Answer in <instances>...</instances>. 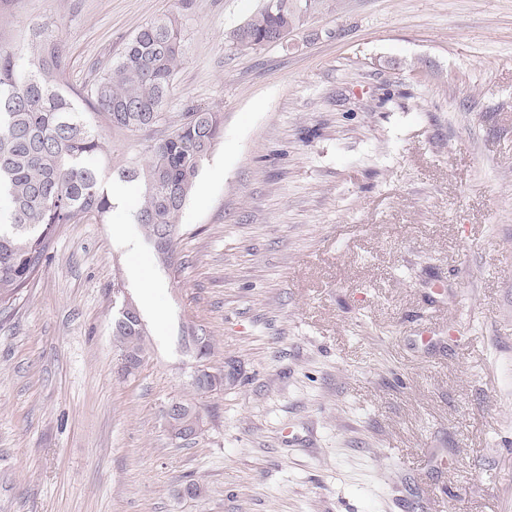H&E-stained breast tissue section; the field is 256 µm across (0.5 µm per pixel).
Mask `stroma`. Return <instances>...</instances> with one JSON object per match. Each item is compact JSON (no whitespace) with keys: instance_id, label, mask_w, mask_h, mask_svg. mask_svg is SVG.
<instances>
[{"instance_id":"35a3bbf8","label":"stroma","mask_w":512,"mask_h":512,"mask_svg":"<svg viewBox=\"0 0 512 512\" xmlns=\"http://www.w3.org/2000/svg\"><path fill=\"white\" fill-rule=\"evenodd\" d=\"M260 3L0 0V45L54 24L76 89L179 13L166 110L224 116L171 263L118 207L61 225L0 314V512H512V0H341L318 38L237 53ZM96 123L105 184L148 160L155 133ZM190 328L224 389L180 440ZM137 312V330L129 329L122 321H118V315L112 322V336L114 346L118 352L128 353L142 361L148 350L149 335L138 308ZM137 312L135 305L129 299H126L119 313L132 317ZM186 406V411L183 414L171 416L170 418H167V427L168 431L172 436H174L177 439H185L188 437L187 434V424L188 420L190 419L192 413L196 414L194 415L189 421L190 426L192 427L194 434H198L202 431L203 428V417L200 413V410L198 406L191 402H184ZM190 411V413L188 412Z\"/></svg>"}]
</instances>
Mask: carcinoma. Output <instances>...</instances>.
<instances>
[{"instance_id":"obj_1","label":"carcinoma","mask_w":512,"mask_h":512,"mask_svg":"<svg viewBox=\"0 0 512 512\" xmlns=\"http://www.w3.org/2000/svg\"><path fill=\"white\" fill-rule=\"evenodd\" d=\"M336 0H263L260 9L231 35L230 46L247 54L275 43L281 34L316 33L311 20L334 11ZM27 39L0 47V194L8 201L7 223L0 224V309L13 304L49 259L57 228L83 219L109 223L112 199L92 163L102 154L101 135L92 113L79 111L75 99L89 102L108 123L133 135L168 122L165 106L187 46L182 22L169 13L142 25L119 56L98 69L94 82L72 92L66 78L70 58L62 34L42 22L27 25ZM224 116L197 107L147 146L149 160L118 170V178L143 188L136 223L154 241L168 236L161 260H172L179 218L204 162L222 137ZM114 346L139 359L148 350L142 318L136 329L112 322ZM167 419L177 439L188 437L196 404Z\"/></svg>"}]
</instances>
